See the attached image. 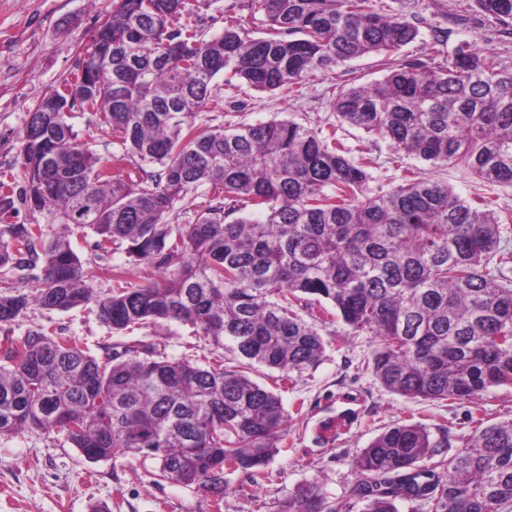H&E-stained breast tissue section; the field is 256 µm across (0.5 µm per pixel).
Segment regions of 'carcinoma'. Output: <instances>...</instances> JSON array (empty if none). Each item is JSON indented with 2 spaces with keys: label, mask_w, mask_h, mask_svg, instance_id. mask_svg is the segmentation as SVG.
<instances>
[{
  "label": "carcinoma",
  "mask_w": 512,
  "mask_h": 512,
  "mask_svg": "<svg viewBox=\"0 0 512 512\" xmlns=\"http://www.w3.org/2000/svg\"><path fill=\"white\" fill-rule=\"evenodd\" d=\"M478 16L512 36V0H472ZM185 0H114L103 36L112 54L85 69L83 112L112 129L113 174L65 112L29 113L22 160L24 204L40 224H0V267L28 273L29 291L0 293V324L31 306L67 311L95 301L119 335L162 322L187 325L217 349L284 375L316 366L318 330L297 312L317 300L355 333L380 341L375 377L410 399H470L512 387V250L508 226L447 184L415 173L389 191L367 189L373 161L336 137L290 120L212 127L195 122L211 85L229 73L257 91L293 94L317 71L367 55L383 79L331 92L340 123L391 142L434 167L450 163L488 184L512 186V72L495 52L467 42L429 61L397 59L419 29L386 0H251L270 31L250 37L246 17L224 18L205 40L174 25ZM157 168L155 172L146 167ZM211 185L212 199L181 225L164 215ZM253 208L261 220L232 214ZM15 210L0 179V214ZM92 231L96 247L124 248L164 276L136 287L117 270L108 296L93 299L69 240ZM0 436L60 426L88 458L145 456L151 475L224 499V471L269 480L286 450L281 398L217 354L206 364L174 358L155 342H115L98 357L41 327L4 350ZM448 435L398 423L357 457L353 494L362 512H512V421H476L454 456ZM282 512H338L316 485Z\"/></svg>",
  "instance_id": "1"
}]
</instances>
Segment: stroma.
Here are the masks:
<instances>
[{
    "label": "stroma",
    "mask_w": 512,
    "mask_h": 512,
    "mask_svg": "<svg viewBox=\"0 0 512 512\" xmlns=\"http://www.w3.org/2000/svg\"><path fill=\"white\" fill-rule=\"evenodd\" d=\"M248 3L187 0L179 22L204 37L217 36L224 30L226 11L248 14ZM112 8L113 0H0V172L12 173L16 186L24 184L22 136L29 112L73 77L79 57ZM468 8V0H454L445 10L440 0H395L394 12L419 28L418 39L402 48V56L426 60L434 32L441 28L450 32L445 51L467 41L495 50L501 65L512 69V41L501 40L493 25H453L451 14ZM344 74L363 84L384 76L377 57L364 56L347 62L343 71L318 73L288 98L245 86L227 90L220 75L213 81L218 99L199 119L216 127L274 119L315 129L334 124L353 155L366 153L374 159L370 189L398 185L409 169L447 183L462 198L475 202L488 197L498 210L512 213V186L484 183L455 165L430 167L396 152L386 139L338 126L326 89ZM72 123L79 143L89 146L102 164H111L117 147L108 127L89 112L76 113ZM70 241L95 295L108 293L113 271L122 266L135 285L160 275L150 263L127 265L123 251L97 250L92 232L75 231ZM41 326L74 337L97 356L110 342L108 328L89 306L67 312L33 306L12 324L0 325V349ZM318 329L325 341L321 361L278 389L288 416V449L269 464L273 480L256 484L247 473H225L222 512H280L288 496L308 484L318 485L342 512H360L362 505L351 494L359 481L353 460L386 427L409 418L420 420L433 436L448 434L451 446L445 454L450 457L471 435L474 418L484 414L492 422L512 421V388H495L475 400L408 399L390 392L374 376L369 361L378 345L375 336L352 333L337 318ZM151 467V461L139 457L87 459L57 428L0 436V512H89L95 503L108 505L109 512H213L209 493L194 485L152 482Z\"/></svg>",
    "instance_id": "1"
}]
</instances>
